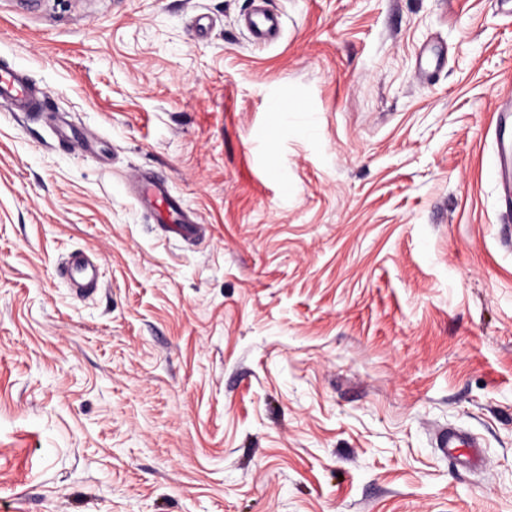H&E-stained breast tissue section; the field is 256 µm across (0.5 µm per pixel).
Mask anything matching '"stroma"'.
<instances>
[{
	"label": "stroma",
	"instance_id": "1",
	"mask_svg": "<svg viewBox=\"0 0 512 512\" xmlns=\"http://www.w3.org/2000/svg\"><path fill=\"white\" fill-rule=\"evenodd\" d=\"M250 2L0 0V512H512V0ZM245 24L253 38L259 42L273 41L282 29L281 17L263 7H256L247 16ZM0 103L8 105L13 112H29L38 107L39 100L20 72L0 69ZM135 176L140 184L141 200L157 209L163 216L166 215V219L171 220L170 224L182 225L187 232H190L191 225L194 223L185 219L180 200L170 193L167 182L158 176L143 174H135ZM474 448H479V444L471 438L465 437L458 432L448 430V436L444 442V449L449 457L463 456L471 458L474 455Z\"/></svg>",
	"mask_w": 512,
	"mask_h": 512
}]
</instances>
